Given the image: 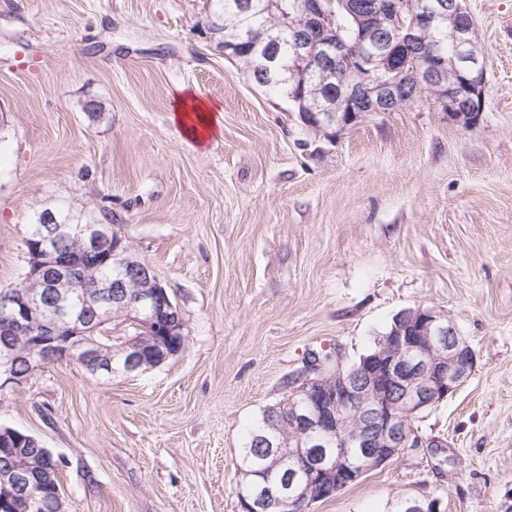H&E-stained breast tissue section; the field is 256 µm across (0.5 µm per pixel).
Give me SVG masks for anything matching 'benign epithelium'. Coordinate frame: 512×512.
I'll return each mask as SVG.
<instances>
[{"label":"benign epithelium","mask_w":512,"mask_h":512,"mask_svg":"<svg viewBox=\"0 0 512 512\" xmlns=\"http://www.w3.org/2000/svg\"><path fill=\"white\" fill-rule=\"evenodd\" d=\"M301 28L293 30L291 62L302 75L349 72L351 79L337 87V103H314L304 113L308 127L326 132L342 130L368 112H395L402 102H415L429 92L457 124L468 128L481 116L486 85L484 63L475 52V25L462 0H428L413 15L404 17L399 0H303L299 6ZM354 18V49L339 55L335 28L342 11ZM442 28L456 53L445 59L422 51L396 61L395 41L420 42L423 32ZM234 44L255 48L264 45L267 70L281 72L276 35L262 38L244 28ZM85 248L104 253L125 270L138 273L142 292L134 302L122 298L125 283L117 279L109 288L81 295L93 314L65 319L57 309L70 293L81 262L61 249L44 244L57 238L56 220L46 216L39 240L27 241L28 281L39 279L41 288L0 296V324L15 334L31 338L35 352L72 359L94 374L110 364L107 347L98 332L107 323L104 308L110 300L123 304L127 322L154 327L164 340L180 347L183 321L180 311L165 300V290L146 261L121 249V242L94 224L77 222ZM0 363V385L22 384L29 373H20L15 349L5 347ZM126 373L164 363L162 348L146 359L137 336L123 339ZM476 355L455 323L428 308L402 313L398 324L361 364L345 365L336 352L309 353L303 370L288 381L287 401L279 408L275 427L295 432L285 457L296 478L292 493L284 496L269 486H259L251 498L241 497L243 512H310L313 503L332 497L343 486L362 478L405 448H420L425 440L412 422L421 411L455 393L468 380ZM358 450L348 465L309 455L302 438ZM0 494L15 498L28 508L36 498L29 491L24 467L0 464Z\"/></svg>","instance_id":"benign-epithelium-1"}]
</instances>
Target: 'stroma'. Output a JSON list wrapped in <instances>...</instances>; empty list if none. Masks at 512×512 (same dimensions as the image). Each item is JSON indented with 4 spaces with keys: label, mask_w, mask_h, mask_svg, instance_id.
I'll return each instance as SVG.
<instances>
[{
    "label": "stroma",
    "mask_w": 512,
    "mask_h": 512,
    "mask_svg": "<svg viewBox=\"0 0 512 512\" xmlns=\"http://www.w3.org/2000/svg\"><path fill=\"white\" fill-rule=\"evenodd\" d=\"M464 5L476 125L426 97L327 137L225 56L212 0H0V288L24 282L33 210H106L184 323L145 372L62 359L0 390V425L52 452L66 512H242L245 432L307 353L353 364L417 307L476 354L412 423L441 447L310 512H512V0ZM188 92L215 107L201 146L172 119Z\"/></svg>",
    "instance_id": "35a3bbf8"
}]
</instances>
